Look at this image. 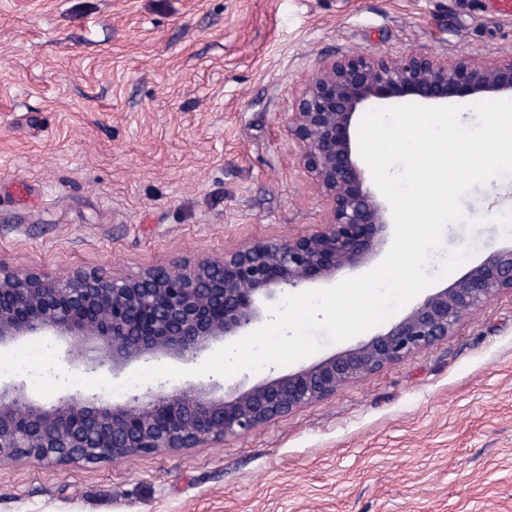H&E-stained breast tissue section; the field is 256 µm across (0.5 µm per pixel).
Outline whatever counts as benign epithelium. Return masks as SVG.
I'll list each match as a JSON object with an SVG mask.
<instances>
[{"label":"benign epithelium","instance_id":"7a95c632","mask_svg":"<svg viewBox=\"0 0 512 512\" xmlns=\"http://www.w3.org/2000/svg\"><path fill=\"white\" fill-rule=\"evenodd\" d=\"M502 96L512 97V60L448 63L412 53L322 62L288 115V134L330 202L324 229L127 278L76 269L50 279L0 267V348L51 336L68 365L86 372L106 367L117 377L154 361L196 360L247 335L267 321L269 302L281 292L327 285L340 272L366 265L383 244L391 215L360 163L359 125L366 112L402 100L437 107ZM506 291L512 292V246L426 294L369 339L231 397L210 380L170 396L148 390L110 402L75 393L47 404L23 385L0 379V461L97 463L244 435L431 347L463 316Z\"/></svg>","mask_w":512,"mask_h":512}]
</instances>
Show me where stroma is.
Returning a JSON list of instances; mask_svg holds the SVG:
<instances>
[{
  "mask_svg": "<svg viewBox=\"0 0 512 512\" xmlns=\"http://www.w3.org/2000/svg\"><path fill=\"white\" fill-rule=\"evenodd\" d=\"M413 52L500 62L512 14L490 0H0V266L123 278L317 229L329 203L288 112L321 60ZM511 200L512 177L472 187L463 210L483 224L447 225L446 248L475 261L507 246L488 218ZM0 512H512V293L242 436L0 462Z\"/></svg>",
  "mask_w": 512,
  "mask_h": 512,
  "instance_id": "35a3bbf8",
  "label": "stroma"
}]
</instances>
